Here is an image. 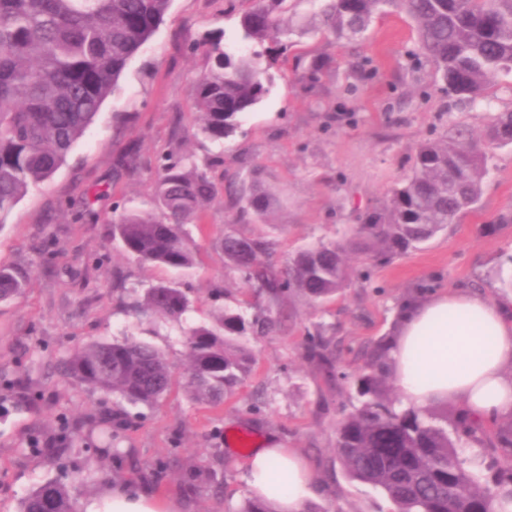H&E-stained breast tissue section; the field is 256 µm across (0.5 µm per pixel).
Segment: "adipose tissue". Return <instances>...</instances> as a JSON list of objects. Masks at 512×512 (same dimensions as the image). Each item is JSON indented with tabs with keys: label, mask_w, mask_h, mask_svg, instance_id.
I'll return each mask as SVG.
<instances>
[{
	"label": "adipose tissue",
	"mask_w": 512,
	"mask_h": 512,
	"mask_svg": "<svg viewBox=\"0 0 512 512\" xmlns=\"http://www.w3.org/2000/svg\"><path fill=\"white\" fill-rule=\"evenodd\" d=\"M390 372L404 406L461 404L474 419L512 413V293L498 299L441 291L417 301L399 319ZM315 475L296 449L262 439L246 460L250 495L270 497L276 512H307ZM82 512H179L126 485L83 502Z\"/></svg>",
	"instance_id": "obj_1"
}]
</instances>
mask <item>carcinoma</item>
I'll use <instances>...</instances> for the list:
<instances>
[{
  "label": "carcinoma",
  "mask_w": 512,
  "mask_h": 512,
  "mask_svg": "<svg viewBox=\"0 0 512 512\" xmlns=\"http://www.w3.org/2000/svg\"><path fill=\"white\" fill-rule=\"evenodd\" d=\"M172 0H0V221L29 190L50 179L74 145L95 122L105 100L136 53L157 32ZM285 0H254L238 23L233 43L216 35L203 44L208 71L194 87L199 112L196 136L221 144L240 128L241 116L271 92L275 76L269 58L283 54L292 30L279 17ZM322 27L336 41L354 40L374 19L401 11L416 25L419 55L429 62L450 95L470 104L487 97L495 77L512 73V0H313ZM512 129V110L498 113L485 139L512 145L501 137ZM203 166L170 152L158 155V179L151 207L112 217V239L139 264L160 265L176 273L193 269L197 243L190 227L201 224L203 204L215 195ZM486 157L473 135L462 129L419 145L415 174L394 188L379 212L357 225L345 244L319 242L288 254L287 269L262 261L275 242L247 237L235 223L224 225L220 246L226 266L258 295L277 304L297 289L325 302L349 284L346 253L386 259L415 250L473 208L481 197ZM248 211L269 212L270 202L235 189ZM26 280L0 266V302L19 297ZM149 318L181 320L191 309L179 281L147 288L137 302ZM282 319L268 308L247 316L240 308L214 310L211 322L186 332L185 386L196 403H216L237 387L255 361L251 340L281 329ZM391 336L368 344L353 376L356 404L336 430V461L345 477L381 493L394 512H488L494 492L512 496V464L498 461L500 448H512V413L486 425L444 406L404 408L390 375ZM307 360L335 377L332 338L321 329L305 348ZM68 378L110 393L136 406L156 404L173 386L172 365L155 346L127 338L91 341L65 363ZM479 445L468 459L465 445ZM46 451L67 456L72 442L62 431ZM176 460L149 466L142 478L160 482ZM457 471L448 483V469ZM496 469V491L480 486L484 471ZM187 488L215 486L202 463L184 467ZM19 512H77L76 499L59 481L47 482L20 502ZM236 512H275L268 500L247 498Z\"/></svg>",
  "instance_id": "1"
}]
</instances>
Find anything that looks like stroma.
<instances>
[{
    "label": "stroma",
    "mask_w": 512,
    "mask_h": 512,
    "mask_svg": "<svg viewBox=\"0 0 512 512\" xmlns=\"http://www.w3.org/2000/svg\"><path fill=\"white\" fill-rule=\"evenodd\" d=\"M252 5L235 0L230 16L224 0H172L66 163L0 223V265L28 274L24 294L0 303V512H18L23 498L52 480L73 485L81 502L128 484L180 502L182 512H235L247 496L246 457L230 449L226 435L241 427L302 451L318 479L308 512H392L388 499L350 482L334 459L336 424L353 404L346 374L421 285L475 287L493 299L512 277V222L500 221L512 215V146L490 145L477 210L405 255L350 254L352 281L331 301L294 294L273 307L284 330L254 340L253 371L219 406L191 402L177 385L157 406L131 408V425L117 431L121 448L132 451L128 460L100 452L82 431L68 460L33 452V443L54 439L64 422L108 417L116 407L114 397L64 375L62 363L75 347L133 335L162 350L181 376L183 329L209 320L215 291L252 302L250 286L226 269L217 244L225 222L240 220L245 235L275 240L272 259L279 263L321 240L345 242L393 186L411 177L419 143L454 126L481 133L497 113L512 109V73L498 75L488 102L472 107L448 98L432 66L414 55L415 31L405 14L376 19L364 39L342 46L323 34L310 0H284L291 45L272 67V92L223 144L199 145L193 88L207 61L193 43L211 32L232 34L239 13ZM316 60L324 64L321 80L308 91L301 75ZM130 145L139 151L138 168L116 170V155ZM162 148L199 162L220 158L211 172L217 192L196 236L198 263L186 276L192 308L182 324L139 319L133 305L145 288L173 273L123 257L109 223L114 212L145 206ZM240 179L246 193L271 195L269 221L239 219L240 205L225 187ZM322 324L343 374L334 383L304 355ZM171 455L210 465L219 495L188 493L176 470L154 488L130 467L134 459L148 464Z\"/></svg>",
    "instance_id": "1"
}]
</instances>
